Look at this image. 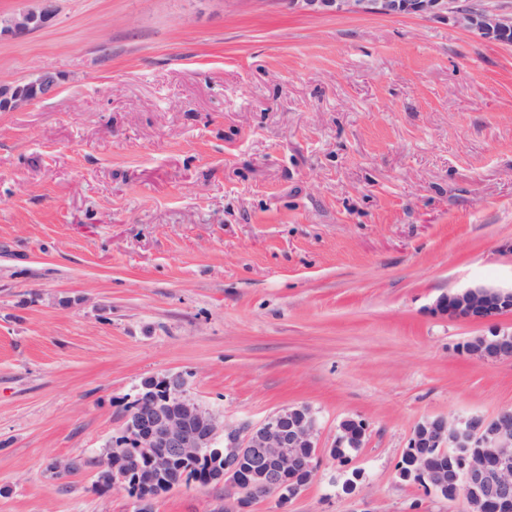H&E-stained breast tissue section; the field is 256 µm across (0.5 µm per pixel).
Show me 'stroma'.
Returning a JSON list of instances; mask_svg holds the SVG:
<instances>
[{
    "mask_svg": "<svg viewBox=\"0 0 512 512\" xmlns=\"http://www.w3.org/2000/svg\"><path fill=\"white\" fill-rule=\"evenodd\" d=\"M57 5L0 39L1 80L58 79L0 112V512H134L98 463L168 373L229 423L305 404L325 448L367 425L250 512H465L398 468L423 418L512 406V360L461 352L512 313L435 309L512 288V44L289 0ZM224 504L180 486L154 512ZM435 309L449 319L473 323H491L500 315L512 312V290L491 286L467 288L442 295ZM367 426L364 422L355 419H345L339 425V433L335 444L331 447V454L335 457L336 448H342L341 456L356 448H362L366 438Z\"/></svg>",
    "mask_w": 512,
    "mask_h": 512,
    "instance_id": "1",
    "label": "stroma"
}]
</instances>
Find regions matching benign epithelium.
Listing matches in <instances>:
<instances>
[{
    "mask_svg": "<svg viewBox=\"0 0 512 512\" xmlns=\"http://www.w3.org/2000/svg\"><path fill=\"white\" fill-rule=\"evenodd\" d=\"M310 12L379 16L448 13L458 24L484 39H512V8L467 9L456 0H290ZM54 0L36 9H20L0 18V37L20 38L48 24ZM57 78L41 72L25 82L0 81V110L13 111L52 96ZM435 309L453 320L491 323L512 312V290L477 286L441 296ZM462 353L483 361L512 359V330L494 329L461 346ZM139 452L112 466L107 486L129 489L130 480L145 485L171 471L174 459L214 457L208 480L235 491L225 512H245L248 503L269 494L280 502L309 483L322 448L318 420L307 405L288 406L257 424L229 425L189 393L180 374L160 377V386H144L125 428ZM367 426L355 419L339 425L331 454L361 448ZM399 476L449 500L466 504V512H512V407L492 416L471 414L450 420L425 419L415 426L399 467Z\"/></svg>",
    "mask_w": 512,
    "mask_h": 512,
    "instance_id": "obj_1",
    "label": "benign epithelium"
}]
</instances>
